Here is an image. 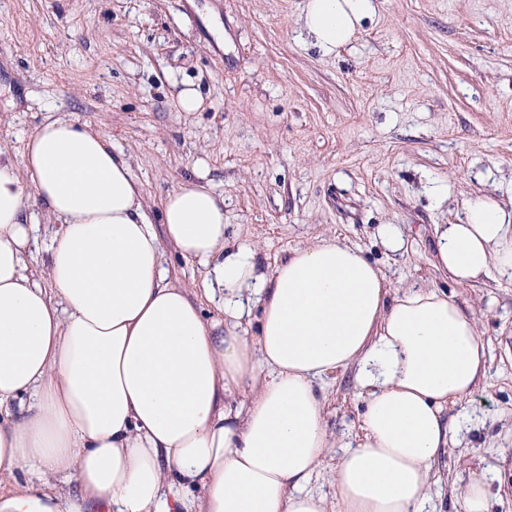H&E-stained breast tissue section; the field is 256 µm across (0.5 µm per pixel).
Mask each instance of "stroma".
I'll list each match as a JSON object with an SVG mask.
<instances>
[{"label": "stroma", "mask_w": 512, "mask_h": 512, "mask_svg": "<svg viewBox=\"0 0 512 512\" xmlns=\"http://www.w3.org/2000/svg\"><path fill=\"white\" fill-rule=\"evenodd\" d=\"M304 0H0V153L63 117L128 157L152 223L197 162L224 198V234L262 270L314 238L361 249L395 288L448 292L478 321L484 388L449 408L468 416L429 495L459 512L471 471L511 487L512 281L458 285L435 268L433 229L466 200L512 202V0H377L351 44L326 56L306 40ZM224 29L216 41L213 24ZM190 81L204 106L178 107ZM406 240L392 252L382 225ZM169 280L204 300V268L166 249ZM336 442L357 432L355 372L321 383Z\"/></svg>", "instance_id": "stroma-1"}]
</instances>
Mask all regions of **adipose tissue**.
<instances>
[{
  "label": "adipose tissue",
  "instance_id": "ef3b65f1",
  "mask_svg": "<svg viewBox=\"0 0 512 512\" xmlns=\"http://www.w3.org/2000/svg\"><path fill=\"white\" fill-rule=\"evenodd\" d=\"M376 11L306 0L301 26L328 56ZM36 202L58 224L39 276ZM435 241L457 283L512 278V206L468 199ZM166 245L205 267L223 318L169 281ZM351 367L365 410L338 455L315 382ZM487 373L472 315L390 287L358 247L323 239L260 271L191 179L153 225L129 160L69 119L0 155V512H429L448 409ZM331 457L329 497L308 484Z\"/></svg>",
  "mask_w": 512,
  "mask_h": 512
}]
</instances>
